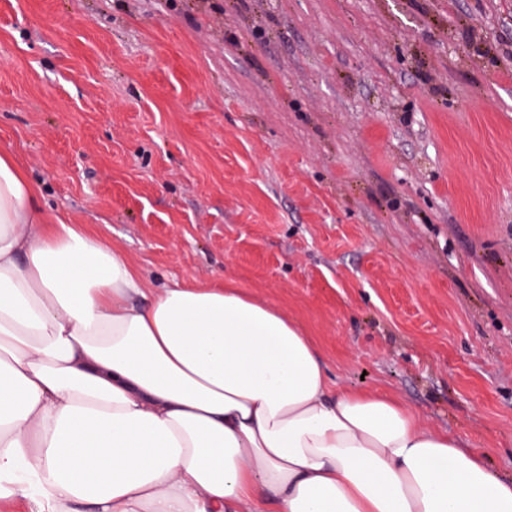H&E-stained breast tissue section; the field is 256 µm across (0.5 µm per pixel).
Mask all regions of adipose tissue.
I'll list each match as a JSON object with an SVG mask.
<instances>
[{
  "instance_id": "adipose-tissue-1",
  "label": "adipose tissue",
  "mask_w": 512,
  "mask_h": 512,
  "mask_svg": "<svg viewBox=\"0 0 512 512\" xmlns=\"http://www.w3.org/2000/svg\"><path fill=\"white\" fill-rule=\"evenodd\" d=\"M30 512H512L394 396L334 387L287 311L149 287L0 155V499Z\"/></svg>"
}]
</instances>
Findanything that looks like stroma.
Instances as JSON below:
<instances>
[{
    "label": "stroma",
    "mask_w": 512,
    "mask_h": 512,
    "mask_svg": "<svg viewBox=\"0 0 512 512\" xmlns=\"http://www.w3.org/2000/svg\"><path fill=\"white\" fill-rule=\"evenodd\" d=\"M0 153L512 478V0H0Z\"/></svg>",
    "instance_id": "1"
}]
</instances>
